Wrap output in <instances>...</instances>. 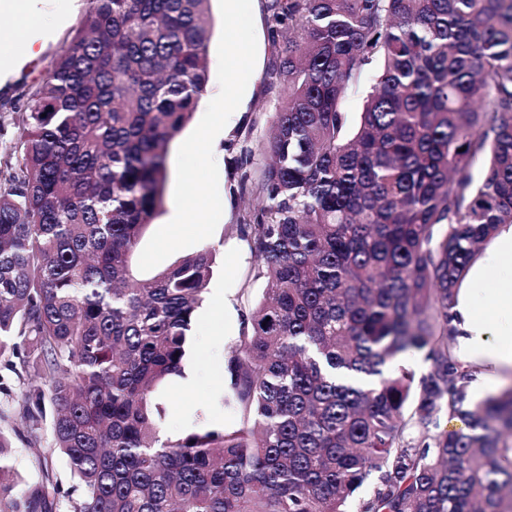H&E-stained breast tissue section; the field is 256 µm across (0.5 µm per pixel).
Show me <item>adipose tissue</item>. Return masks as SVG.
<instances>
[{
  "instance_id": "ef3b65f1",
  "label": "adipose tissue",
  "mask_w": 512,
  "mask_h": 512,
  "mask_svg": "<svg viewBox=\"0 0 512 512\" xmlns=\"http://www.w3.org/2000/svg\"><path fill=\"white\" fill-rule=\"evenodd\" d=\"M41 0H15L14 11L24 27L0 29V44L34 53L41 36L27 21L39 12ZM470 287L458 295L455 311L461 331L457 355L474 368L472 386L483 393L497 387L512 366V225H502L469 274Z\"/></svg>"
}]
</instances>
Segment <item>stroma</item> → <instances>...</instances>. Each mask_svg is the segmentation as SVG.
<instances>
[{
    "mask_svg": "<svg viewBox=\"0 0 512 512\" xmlns=\"http://www.w3.org/2000/svg\"><path fill=\"white\" fill-rule=\"evenodd\" d=\"M266 4L267 0H254L252 4L257 36L254 78L245 91L241 110L231 115L219 140L213 144L223 212L213 235L202 242L203 247L218 249L212 280L223 284L226 295L234 297L235 303L224 311V328L219 336L206 317V307L197 309L184 362L185 374L167 380L159 389L168 411L164 428L168 434L193 426L232 428L239 422L238 415L223 403L224 352L240 332L241 309L259 299L263 288L262 282L254 277L257 260L247 241L235 230L247 211L258 205L256 195L240 186V157L243 149L256 150L268 143L272 117L282 94L280 85L268 79L273 58L267 39ZM85 9L86 0H44L42 18L52 25L49 37L38 57L23 60L21 67L0 88V176L7 175L15 164L22 143L21 116L10 109V102L45 76L53 59L69 43ZM208 21L211 29L209 79L192 119L184 128L188 134L197 127L209 102L219 92L216 78L217 47L222 30L219 0H210Z\"/></svg>",
    "mask_w": 512,
    "mask_h": 512,
    "instance_id": "35a3bbf8",
    "label": "stroma"
}]
</instances>
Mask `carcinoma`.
Listing matches in <instances>:
<instances>
[{"instance_id":"1","label":"carcinoma","mask_w":512,"mask_h":512,"mask_svg":"<svg viewBox=\"0 0 512 512\" xmlns=\"http://www.w3.org/2000/svg\"><path fill=\"white\" fill-rule=\"evenodd\" d=\"M209 2L87 0L27 94L0 180V512H512V388L473 400L453 312L512 224V0H269L286 97L241 176L264 288L225 357L240 424L162 435L218 250L134 256L206 91ZM413 352L424 374L387 372ZM47 429L71 483L38 456L22 486L10 436Z\"/></svg>"}]
</instances>
